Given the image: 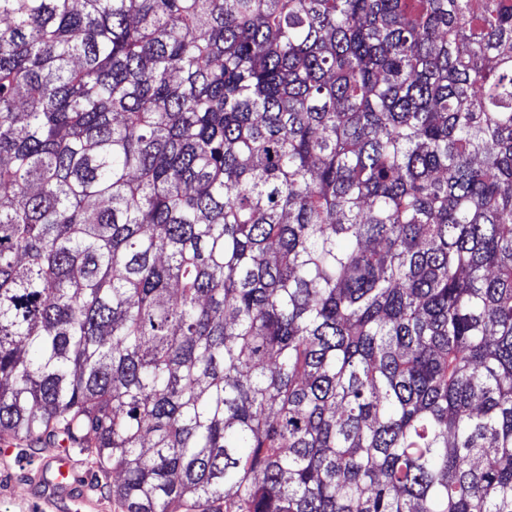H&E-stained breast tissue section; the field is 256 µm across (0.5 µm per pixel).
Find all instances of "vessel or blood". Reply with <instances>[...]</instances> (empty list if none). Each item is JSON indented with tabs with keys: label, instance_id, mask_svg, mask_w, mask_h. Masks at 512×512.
I'll return each mask as SVG.
<instances>
[{
	"label": "vessel or blood",
	"instance_id": "obj_1",
	"mask_svg": "<svg viewBox=\"0 0 512 512\" xmlns=\"http://www.w3.org/2000/svg\"><path fill=\"white\" fill-rule=\"evenodd\" d=\"M51 467L53 478H46L41 472L34 478L37 512H59L61 500L65 497L84 504L89 512H106L107 505L104 500L93 496L87 488L82 487L79 481L82 462L71 449H57Z\"/></svg>",
	"mask_w": 512,
	"mask_h": 512
}]
</instances>
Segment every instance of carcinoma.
Returning <instances> with one entry per match:
<instances>
[{"label": "carcinoma", "instance_id": "obj_1", "mask_svg": "<svg viewBox=\"0 0 512 512\" xmlns=\"http://www.w3.org/2000/svg\"><path fill=\"white\" fill-rule=\"evenodd\" d=\"M0 441L512 512V0H0Z\"/></svg>", "mask_w": 512, "mask_h": 512}]
</instances>
